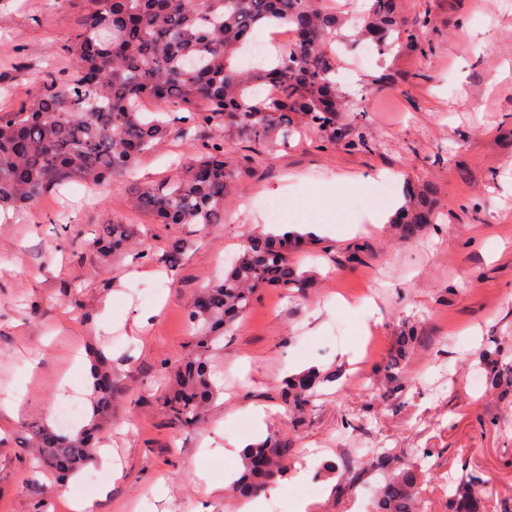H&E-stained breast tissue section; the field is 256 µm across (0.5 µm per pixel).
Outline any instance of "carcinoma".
Segmentation results:
<instances>
[{
	"label": "carcinoma",
	"instance_id": "1",
	"mask_svg": "<svg viewBox=\"0 0 512 512\" xmlns=\"http://www.w3.org/2000/svg\"><path fill=\"white\" fill-rule=\"evenodd\" d=\"M91 9L67 52L69 66L48 70L19 107L0 110V211L18 214L44 194L75 181L107 184L131 178L133 206L157 224L224 223V198L239 172L230 163L232 135L286 146L301 118L315 134L338 140L336 117L348 111L336 83V30L343 16L326 0H90ZM288 28L286 48L261 54L246 66L232 57L255 43L256 31ZM422 22L407 24L398 0H367L357 43L380 51L396 42H419ZM151 99L157 110L142 111ZM224 131L196 147L188 164L159 182L140 183L134 169L143 155L168 135L196 141L202 127ZM436 220L430 193L409 191L395 214L404 235ZM132 232L112 221L91 245L103 258L123 250ZM302 239L249 234L224 280L204 289L188 305L201 352L172 372L173 390L164 404L174 423L193 428L222 388L213 380L212 352L224 332L250 310L258 289L305 288L311 276L299 271L295 254ZM415 343L405 336L381 369L402 387V362ZM93 415L76 435L45 427L34 434L41 466L63 482L95 454V434L112 420V366L103 356L93 368ZM323 382L307 371L289 378L285 404L308 406ZM384 474L371 512H423L421 467L386 452L373 459ZM288 448L269 436L246 449L244 469L232 490L254 497L283 477ZM478 471L448 491L449 512H483Z\"/></svg>",
	"mask_w": 512,
	"mask_h": 512
}]
</instances>
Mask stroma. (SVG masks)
Returning <instances> with one entry per match:
<instances>
[{
	"mask_svg": "<svg viewBox=\"0 0 512 512\" xmlns=\"http://www.w3.org/2000/svg\"><path fill=\"white\" fill-rule=\"evenodd\" d=\"M405 20L425 19L424 52L398 42L363 55L336 34L337 76L352 109L338 126L364 132L352 148L305 132L288 147L235 140L239 170L223 223L155 224L137 211L124 176L79 190L70 183L0 220V512H38L43 498H93L109 473L95 459L66 486L35 477L34 425L77 433L92 414V364L112 366V422L101 434L123 468L98 512H242L244 499L205 494L198 471L233 479L232 443L286 440L288 472L265 512H369L361 501L383 479L367 456L426 458L425 512H448V484L477 471L488 482L485 512L512 504V392L494 386L479 359L503 348L512 365V0H399ZM85 0H0V108L32 92L65 52ZM193 149L170 135L142 158L155 181ZM388 196L427 188L438 219L411 237L395 225L352 216L381 207L367 189L379 170ZM329 224L297 254L313 280L303 290L262 289L219 341L223 391L194 429L171 424L161 401L173 367L192 354L191 298L222 280L248 232L267 231L271 210ZM68 225H60V216ZM128 224L150 251L102 258L93 231ZM181 255L170 256L173 242ZM152 276H143V269ZM377 322L363 333L365 302ZM149 324L134 329L137 316ZM416 343L391 391L376 373L398 336ZM309 369L323 381L304 414L284 405L287 376ZM21 398L17 418L5 404ZM79 403L77 421L56 410ZM264 404L263 424L248 414ZM482 418L496 420L481 429ZM169 493L156 499L152 488Z\"/></svg>",
	"mask_w": 512,
	"mask_h": 512,
	"instance_id": "35a3bbf8",
	"label": "stroma"
}]
</instances>
